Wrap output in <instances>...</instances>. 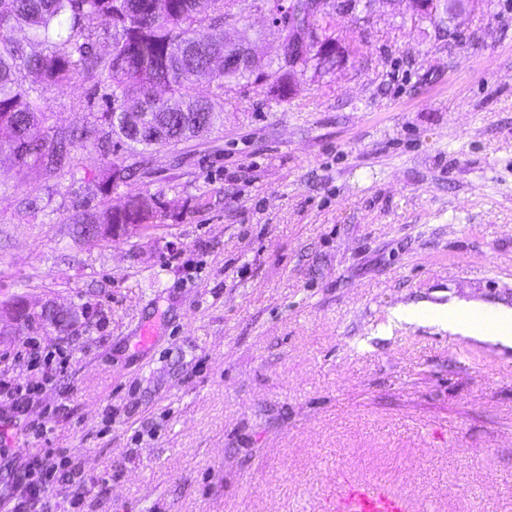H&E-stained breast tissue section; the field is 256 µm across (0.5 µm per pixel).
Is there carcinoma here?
<instances>
[{
	"label": "carcinoma",
	"instance_id": "carcinoma-1",
	"mask_svg": "<svg viewBox=\"0 0 512 512\" xmlns=\"http://www.w3.org/2000/svg\"><path fill=\"white\" fill-rule=\"evenodd\" d=\"M241 0H0V152L7 149L19 169L46 173L68 169L75 174L73 150L95 139L107 158L98 177L101 193L112 192V181L126 183L136 161L161 147H175L201 137L221 121L224 107L209 98H192L189 85L202 75L216 81L217 97L242 83H261L278 98L288 97L298 71L275 68L255 72L249 65L222 74L209 70L212 60L224 57V40L198 37V31H218L224 17ZM455 0H443L442 13L432 15L409 5L412 16L442 24ZM27 33L26 44L14 38ZM111 47L96 52L93 37ZM35 74L41 84L26 85L24 74ZM77 77H97L121 112L141 113L154 137L131 133L126 117L114 111L96 117L94 128L60 130L49 124L44 88L69 85ZM162 87L177 105L156 99ZM120 148L132 158L124 164L109 158ZM121 215L101 201L78 204L73 223L78 236H87L93 224H148L161 210L159 200L142 193L128 195Z\"/></svg>",
	"mask_w": 512,
	"mask_h": 512
}]
</instances>
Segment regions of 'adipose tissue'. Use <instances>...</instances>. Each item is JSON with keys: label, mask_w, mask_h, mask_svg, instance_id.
<instances>
[{"label": "adipose tissue", "mask_w": 512, "mask_h": 512, "mask_svg": "<svg viewBox=\"0 0 512 512\" xmlns=\"http://www.w3.org/2000/svg\"><path fill=\"white\" fill-rule=\"evenodd\" d=\"M465 306L458 301H450L448 306L431 311L418 306H404L392 310L391 320L402 321L415 319L423 315L439 319L441 325L448 328L452 333L475 338L482 341H489L499 346L512 347V309L507 307H483V321H472L462 319L461 313Z\"/></svg>", "instance_id": "ef3b65f1"}]
</instances>
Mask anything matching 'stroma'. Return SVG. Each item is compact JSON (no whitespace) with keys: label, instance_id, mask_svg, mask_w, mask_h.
I'll list each match as a JSON object with an SVG mask.
<instances>
[{"label":"stroma","instance_id":"obj_1","mask_svg":"<svg viewBox=\"0 0 512 512\" xmlns=\"http://www.w3.org/2000/svg\"><path fill=\"white\" fill-rule=\"evenodd\" d=\"M373 10L332 17L356 46L340 66L281 102L238 86L223 125L112 192L163 203L136 234H72L93 147L74 177L0 153V305L86 312L0 345V377L33 390L26 412L0 403V512L48 453L88 487L83 512H336L379 476L412 512H512V349L388 321L512 308V0H479L453 36L407 0ZM104 92L51 88L52 124L91 122ZM31 343L65 363L58 384Z\"/></svg>","mask_w":512,"mask_h":512}]
</instances>
